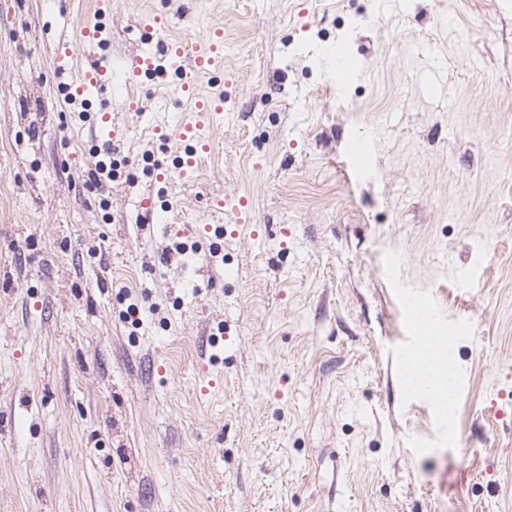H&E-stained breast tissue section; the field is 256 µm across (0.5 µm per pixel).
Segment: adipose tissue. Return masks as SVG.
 Here are the masks:
<instances>
[{
    "label": "adipose tissue",
    "instance_id": "obj_1",
    "mask_svg": "<svg viewBox=\"0 0 512 512\" xmlns=\"http://www.w3.org/2000/svg\"><path fill=\"white\" fill-rule=\"evenodd\" d=\"M419 324L425 332V351L413 355L407 364L410 387L433 397L443 408L453 406L456 367L446 352L444 339L435 331V322L428 312H421Z\"/></svg>",
    "mask_w": 512,
    "mask_h": 512
}]
</instances>
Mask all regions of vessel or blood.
Segmentation results:
<instances>
[{
	"instance_id": "vessel-or-blood-1",
	"label": "vessel or blood",
	"mask_w": 512,
	"mask_h": 512,
	"mask_svg": "<svg viewBox=\"0 0 512 512\" xmlns=\"http://www.w3.org/2000/svg\"><path fill=\"white\" fill-rule=\"evenodd\" d=\"M103 30V25L88 23L76 31L78 46L92 55L94 61L88 69L80 72L76 80L64 86V95L91 97L111 86V61L102 52L105 44ZM141 32L142 50L127 66L126 81L139 85H172L186 101L187 108L171 131L175 142L172 167L185 176L195 171L200 154L208 150L211 128L222 111L221 106L198 94L193 77L202 74L218 81L223 80L224 31L221 27H212L202 40L190 44L162 37L148 22L143 23ZM357 66L354 58L336 52L330 64V83H348L356 77ZM90 118L100 153L111 156L116 137L111 111L101 108L91 113ZM250 220L245 197L225 198V223L246 224Z\"/></svg>"
}]
</instances>
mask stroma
<instances>
[{"label":"stroma","instance_id":"obj_1","mask_svg":"<svg viewBox=\"0 0 512 512\" xmlns=\"http://www.w3.org/2000/svg\"><path fill=\"white\" fill-rule=\"evenodd\" d=\"M95 10L0 0V512H512V0H112L118 75L143 20L222 25L224 111L162 185L178 93L104 94L100 191L58 67ZM416 303L448 412L406 381ZM357 66L358 62L354 58L337 49L330 64L329 82L336 83V89H339L338 85L340 83L347 85L351 79L358 75L356 72ZM88 117L92 120L95 141L101 144L98 147L99 152L112 157V144L116 138V132L112 129V111L101 107L93 113H88ZM247 200L242 196H228L224 199V223L246 224L251 221ZM419 325L425 332L424 351L413 355L407 364V379L410 387L418 392L433 397L443 408L450 411L453 406L454 383L456 380V367L444 343V336H438L435 331V321L425 311L418 314ZM438 352V356L433 354Z\"/></svg>","mask_w":512,"mask_h":512}]
</instances>
